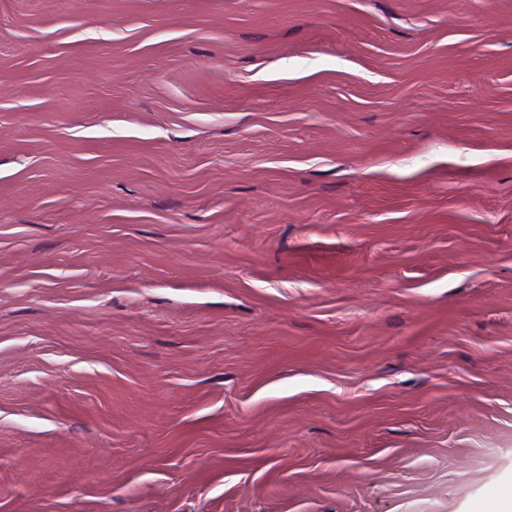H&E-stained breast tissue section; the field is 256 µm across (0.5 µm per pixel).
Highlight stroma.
Returning a JSON list of instances; mask_svg holds the SVG:
<instances>
[{
	"label": "stroma",
	"mask_w": 512,
	"mask_h": 512,
	"mask_svg": "<svg viewBox=\"0 0 512 512\" xmlns=\"http://www.w3.org/2000/svg\"><path fill=\"white\" fill-rule=\"evenodd\" d=\"M509 485L512 0H0V512Z\"/></svg>",
	"instance_id": "1"
}]
</instances>
